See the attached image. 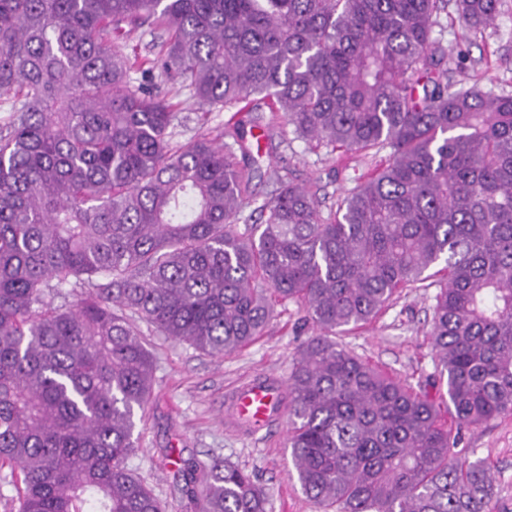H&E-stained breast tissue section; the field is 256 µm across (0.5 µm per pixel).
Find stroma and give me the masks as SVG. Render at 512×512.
Here are the masks:
<instances>
[{
	"instance_id": "1",
	"label": "stroma",
	"mask_w": 512,
	"mask_h": 512,
	"mask_svg": "<svg viewBox=\"0 0 512 512\" xmlns=\"http://www.w3.org/2000/svg\"><path fill=\"white\" fill-rule=\"evenodd\" d=\"M440 22V38L449 53L469 55L466 70L455 73V80L464 86L476 84L498 94H512V0H506L494 26L476 35L465 31L457 19L444 16ZM157 85L177 112L172 144H189L203 127L216 134L223 130L227 112L202 114L180 84L161 78ZM242 118L255 122L260 143V155L251 165L250 185L257 206L273 194L272 170L299 184H317L321 208L326 211L388 158L384 151L373 158L344 156L294 138L283 118L268 111L246 112ZM435 293L432 287L404 289L372 322L339 336V343L411 383L425 381L435 370L428 336ZM303 314L301 304L276 305L263 335L224 358L171 342L142 326L156 368L151 398L136 415L138 450L128 465L154 488L166 512L199 509L176 480V459L205 463L214 456L253 474L267 493V512H320L302 493L285 446L287 414H280L270 427L256 433L243 431L229 415L230 394L240 383L264 377L287 379L295 349L308 336L302 326ZM464 444L491 466L498 489L496 512H512V415L467 432Z\"/></svg>"
}]
</instances>
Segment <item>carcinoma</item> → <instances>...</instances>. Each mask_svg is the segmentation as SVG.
Instances as JSON below:
<instances>
[{"instance_id":"obj_1","label":"carcinoma","mask_w":512,"mask_h":512,"mask_svg":"<svg viewBox=\"0 0 512 512\" xmlns=\"http://www.w3.org/2000/svg\"><path fill=\"white\" fill-rule=\"evenodd\" d=\"M453 7L485 29L502 0H0V467L15 512H164L129 468L152 394L145 322L212 356L262 335L277 303L314 335L285 381L286 447L327 512H493L490 465L462 432L512 415V94L457 86L434 36ZM166 34L133 61L114 39ZM179 81L234 113L223 143L171 145ZM265 104L294 138L386 165L323 215L274 170L250 205L235 118ZM438 291L435 372L414 385L332 336L404 288ZM89 286L68 308L53 292ZM202 512H267L244 469L181 461Z\"/></svg>"}]
</instances>
